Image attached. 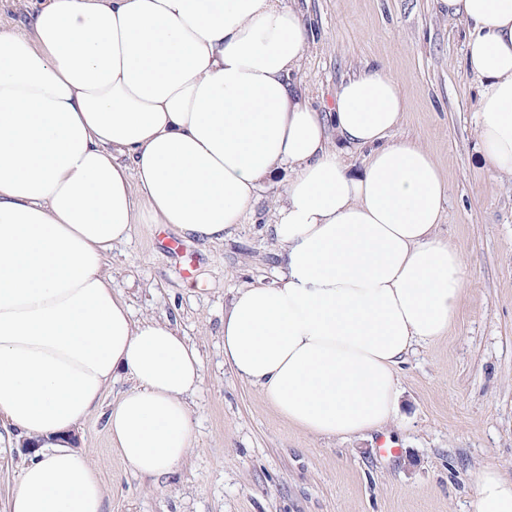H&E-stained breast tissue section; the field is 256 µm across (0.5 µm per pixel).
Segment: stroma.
<instances>
[{
	"label": "stroma",
	"mask_w": 512,
	"mask_h": 512,
	"mask_svg": "<svg viewBox=\"0 0 512 512\" xmlns=\"http://www.w3.org/2000/svg\"><path fill=\"white\" fill-rule=\"evenodd\" d=\"M314 34L297 74L320 111L361 69L396 77L408 110L399 135L417 138L449 184L437 231L461 253L463 294L442 340L415 345L398 370L400 409L383 431L316 437L288 423L224 363V312L239 289L281 271L268 227L283 188L259 193L223 242L184 241L169 256L163 224L133 225L108 257L112 288L134 319L172 325L198 349L202 382L188 397L196 442L189 458L148 478L111 444L104 413L132 385L120 376L101 409L74 431L97 471L106 512H473L474 475L512 478V177L487 164L477 136L481 86L464 67L463 19L441 0H297ZM194 269L193 279L180 269ZM392 441L384 451V441ZM31 453L0 447V512Z\"/></svg>",
	"instance_id": "stroma-1"
}]
</instances>
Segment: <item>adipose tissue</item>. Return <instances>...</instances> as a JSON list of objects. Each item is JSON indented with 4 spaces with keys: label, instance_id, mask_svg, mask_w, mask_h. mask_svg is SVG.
<instances>
[{
    "label": "adipose tissue",
    "instance_id": "ef3b65f1",
    "mask_svg": "<svg viewBox=\"0 0 512 512\" xmlns=\"http://www.w3.org/2000/svg\"><path fill=\"white\" fill-rule=\"evenodd\" d=\"M443 2L468 23L486 159L512 176V0ZM308 36L285 0H36L25 33L0 32V420L37 448L10 512H105L64 438L118 373L133 384L106 423L131 468L167 473L193 446L199 352L134 320L106 268L133 225L220 242L283 177V272L234 297L224 361L307 433L388 424L399 365L450 332L464 262L437 232L448 182L395 137L407 101L385 68L343 81L327 114L297 92ZM474 482V512H512V479Z\"/></svg>",
    "mask_w": 512,
    "mask_h": 512
}]
</instances>
